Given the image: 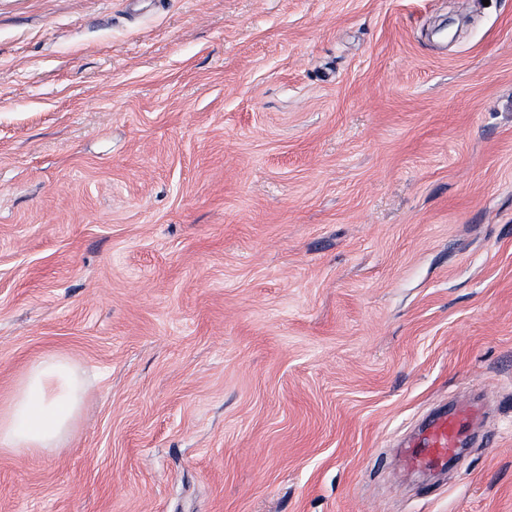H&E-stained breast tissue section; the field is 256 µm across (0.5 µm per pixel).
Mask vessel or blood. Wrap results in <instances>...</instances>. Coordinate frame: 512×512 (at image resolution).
<instances>
[{
    "instance_id": "obj_1",
    "label": "vessel or blood",
    "mask_w": 512,
    "mask_h": 512,
    "mask_svg": "<svg viewBox=\"0 0 512 512\" xmlns=\"http://www.w3.org/2000/svg\"><path fill=\"white\" fill-rule=\"evenodd\" d=\"M479 413L477 403L465 402L433 416L407 450V466L419 471L446 469L449 457L467 445L470 427Z\"/></svg>"
}]
</instances>
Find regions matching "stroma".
Segmentation results:
<instances>
[{
	"label": "stroma",
	"mask_w": 512,
	"mask_h": 512,
	"mask_svg": "<svg viewBox=\"0 0 512 512\" xmlns=\"http://www.w3.org/2000/svg\"><path fill=\"white\" fill-rule=\"evenodd\" d=\"M49 353L0 512H512V0H0V402ZM84 397L79 368L49 354L31 363L0 405V447L46 453L69 437ZM479 413L477 403L465 402L433 416L408 446L407 466L419 471L447 469L448 458L467 445L470 427Z\"/></svg>",
	"instance_id": "stroma-1"
}]
</instances>
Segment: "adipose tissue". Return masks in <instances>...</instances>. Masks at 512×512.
<instances>
[{
    "label": "adipose tissue",
    "instance_id": "ef3b65f1",
    "mask_svg": "<svg viewBox=\"0 0 512 512\" xmlns=\"http://www.w3.org/2000/svg\"><path fill=\"white\" fill-rule=\"evenodd\" d=\"M84 397L80 371L49 354L31 363L6 404L0 405V447L46 453L64 444Z\"/></svg>",
    "mask_w": 512,
    "mask_h": 512
}]
</instances>
